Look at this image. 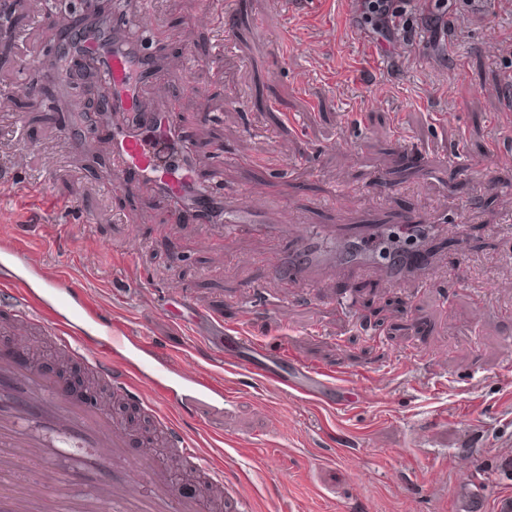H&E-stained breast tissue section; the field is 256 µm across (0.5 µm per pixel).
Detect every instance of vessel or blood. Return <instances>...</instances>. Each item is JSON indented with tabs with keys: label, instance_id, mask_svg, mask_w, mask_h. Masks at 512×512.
I'll list each match as a JSON object with an SVG mask.
<instances>
[{
	"label": "vessel or blood",
	"instance_id": "vessel-or-blood-1",
	"mask_svg": "<svg viewBox=\"0 0 512 512\" xmlns=\"http://www.w3.org/2000/svg\"><path fill=\"white\" fill-rule=\"evenodd\" d=\"M85 44L112 88L113 185L135 175L169 201L175 223H199L202 211L212 210L214 196L196 180L186 149L174 144L176 112L142 103L139 79L152 62L142 50L141 34L116 24L90 32ZM264 195L257 187L250 198L234 199L229 217L214 227L225 247L246 232H276V225L250 221ZM295 239L294 255H280L272 264L276 277L291 282L304 280L318 258L309 230ZM27 272L36 275L40 269L27 260L22 244L0 254V293L8 297L0 308V331L11 337L0 343V512H208L200 496L178 491L175 475L189 474L220 490L224 471L197 437L178 426L171 403L197 397L223 401L224 383L217 374L228 367L248 371L289 400H316L336 387L335 377L320 368L285 369L290 349L270 355L235 329L225 330L208 366L185 354L160 356L143 328L113 327L110 313L82 289L65 297L50 286L43 295L32 294L23 278ZM34 334L51 337L81 363L108 390L111 402L84 400L64 375L35 369ZM115 400L147 419L150 437L141 448H132L128 427L113 416ZM63 455L71 460L80 491L58 490L53 463ZM23 469L35 477L20 485L16 476Z\"/></svg>",
	"mask_w": 512,
	"mask_h": 512
}]
</instances>
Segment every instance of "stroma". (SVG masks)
I'll use <instances>...</instances> for the list:
<instances>
[{
	"instance_id": "1",
	"label": "stroma",
	"mask_w": 512,
	"mask_h": 512,
	"mask_svg": "<svg viewBox=\"0 0 512 512\" xmlns=\"http://www.w3.org/2000/svg\"><path fill=\"white\" fill-rule=\"evenodd\" d=\"M209 2L123 0L130 25L152 23L143 97L154 104L162 83L176 100L199 181L220 165L217 193L268 186L255 221L282 235L227 249L170 223L137 178L113 189L108 122L86 141L80 75L39 64L58 0H20L0 65V230L163 349L206 364L190 339L224 324L367 385L363 403L336 412L228 372L227 403L174 408L189 434L222 444L224 479L252 512H459L462 486L500 512L512 501V120L500 94L512 0L492 23L466 0H396L386 14L377 0L303 14L289 0H233L223 29L198 23ZM453 221L462 237L442 232ZM417 224L432 227L428 265L394 284L388 252L414 243ZM307 225L382 244L363 269L273 278L269 255ZM173 282L221 323L176 320Z\"/></svg>"
}]
</instances>
